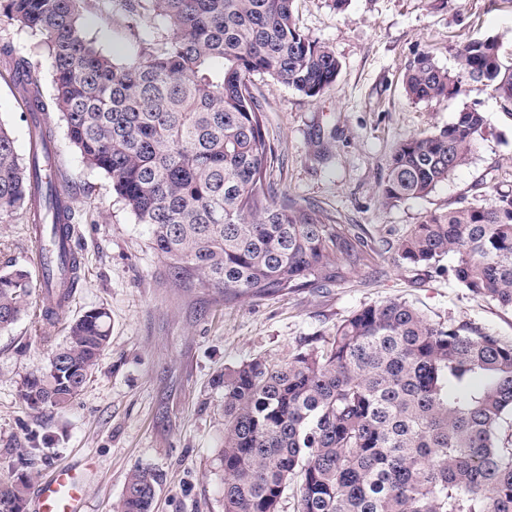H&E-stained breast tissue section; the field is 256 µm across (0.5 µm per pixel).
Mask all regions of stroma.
I'll return each mask as SVG.
<instances>
[{"label":"stroma","instance_id":"35a3bbf8","mask_svg":"<svg viewBox=\"0 0 512 512\" xmlns=\"http://www.w3.org/2000/svg\"><path fill=\"white\" fill-rule=\"evenodd\" d=\"M294 13L303 33L334 51L341 71L314 98L253 76L274 147L270 181L366 239V266L340 285L230 302L215 289L176 282L147 227L105 175L86 167L50 113L57 166L75 209L81 286L52 326L41 330L25 317L0 332V479L23 474L38 482L67 465L84 487V512H113L128 472L147 464L162 476L156 512H224L217 453L225 369L256 356L288 361L354 311L390 299L408 301L432 322L512 343V311L461 288L452 258L436 268L396 254L431 212L484 206L495 191L512 192V116L492 93L466 84L448 99L415 102L403 85L405 70L423 54L459 72V50L475 39L495 38L512 57V0H348L341 11L334 0H295ZM84 28L118 58L158 34L151 20L126 29L118 12L109 20L87 17ZM466 106L486 120L468 162L429 196L384 205L381 186L395 146L447 126ZM27 117L0 67V122L23 158ZM14 264L40 279L34 237L20 216L0 223V268ZM92 308L109 312L111 338L82 394L63 410L30 411L19 399L23 379L47 365L69 323Z\"/></svg>","mask_w":512,"mask_h":512}]
</instances>
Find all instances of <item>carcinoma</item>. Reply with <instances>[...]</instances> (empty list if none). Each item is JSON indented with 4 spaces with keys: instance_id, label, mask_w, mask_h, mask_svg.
<instances>
[{
    "instance_id": "cac0c4a2",
    "label": "carcinoma",
    "mask_w": 512,
    "mask_h": 512,
    "mask_svg": "<svg viewBox=\"0 0 512 512\" xmlns=\"http://www.w3.org/2000/svg\"><path fill=\"white\" fill-rule=\"evenodd\" d=\"M125 26L146 16L166 32L116 60L88 39L82 19L112 18L113 0H0V17L38 39L52 72L44 98L35 63L0 46L22 94L37 150L24 160L0 123V222L25 214L61 236L60 187L41 154L53 150L56 112L85 165L103 173L176 278L233 299L347 282L366 245L313 205L275 192L273 148L251 77L307 97L335 82L341 63L296 26L294 0H119ZM451 74L423 55L405 72L417 102L491 90L512 108V59L497 40H472ZM476 108L394 149L381 198L431 194L466 164L484 132ZM398 257L437 266L469 292L512 309V192L489 206L434 211L400 242ZM80 261L63 253L38 282L0 270V331L30 315L39 289L67 299ZM111 338L109 314L74 319L45 369L26 378L28 409L67 408ZM224 433L217 460L224 512H283L298 482L297 512H512V344L463 326L434 324L405 301L360 308L318 347L284 363L259 356L224 371ZM160 476L132 469L115 512H153ZM27 476L0 480V512H22Z\"/></svg>"
}]
</instances>
